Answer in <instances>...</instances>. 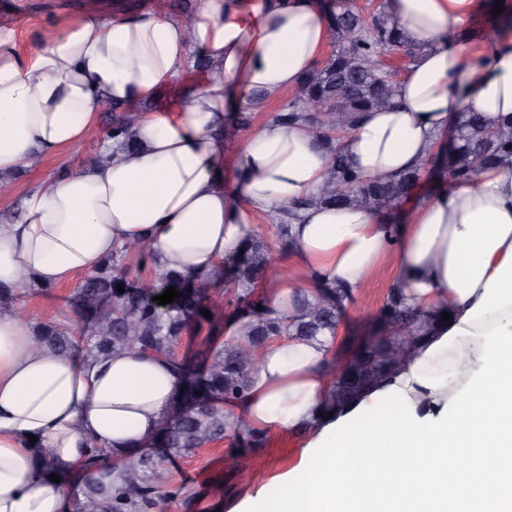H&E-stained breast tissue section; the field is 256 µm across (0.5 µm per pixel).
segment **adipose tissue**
Returning a JSON list of instances; mask_svg holds the SVG:
<instances>
[{
    "label": "adipose tissue",
    "instance_id": "ef3b65f1",
    "mask_svg": "<svg viewBox=\"0 0 512 512\" xmlns=\"http://www.w3.org/2000/svg\"><path fill=\"white\" fill-rule=\"evenodd\" d=\"M474 0H385L418 51L394 105L344 141L350 165L383 180L438 149L474 105L512 113V34L477 45ZM329 39L318 0H197L190 18H107L95 8L60 21L19 55L0 29V186L35 157L79 146L101 100L136 114L131 148L44 181L18 221L0 224V284L60 285L100 267L114 243L148 241L162 263L194 275L221 268L254 212L317 195L329 159L311 131L263 124L224 169L228 113L298 89ZM200 79L169 107L161 88L195 66ZM293 273L266 282L284 312L317 279L368 287L392 263L417 310L453 319L387 387L315 420L329 377L326 345L269 343L237 410L256 428L303 431L299 463L231 512H512V163L439 188L397 241L381 216L313 206L293 229ZM181 383L159 357L68 355L41 343L27 318L0 311V512H73L86 459L117 465L167 420ZM461 459L464 471L448 463ZM358 470L371 472L359 481Z\"/></svg>",
    "mask_w": 512,
    "mask_h": 512
}]
</instances>
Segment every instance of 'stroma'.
<instances>
[{"mask_svg": "<svg viewBox=\"0 0 512 512\" xmlns=\"http://www.w3.org/2000/svg\"><path fill=\"white\" fill-rule=\"evenodd\" d=\"M195 0H5L0 7V24L13 28L18 48L28 52L61 18L78 15L94 6L107 16L114 14L179 13L193 9ZM112 125V113L100 110L97 124L88 138L72 150H60L44 158L42 166L15 177L7 193L0 194V224L12 223L24 208L30 193L43 180L63 175L86 164L103 144L105 130ZM394 278L393 270L382 272L371 288L356 292L345 320L365 324L372 320ZM77 282L62 285H28L22 305L34 333L48 325H72L75 319L72 306ZM307 442L305 433L292 430H272L262 448L256 449L245 461L243 472H231L224 467L229 442H217L197 449L179 459L173 469L176 483L206 490L199 502L200 512H211L219 502L236 503L248 489L274 485L299 462Z\"/></svg>", "mask_w": 512, "mask_h": 512, "instance_id": "stroma-1", "label": "stroma"}]
</instances>
